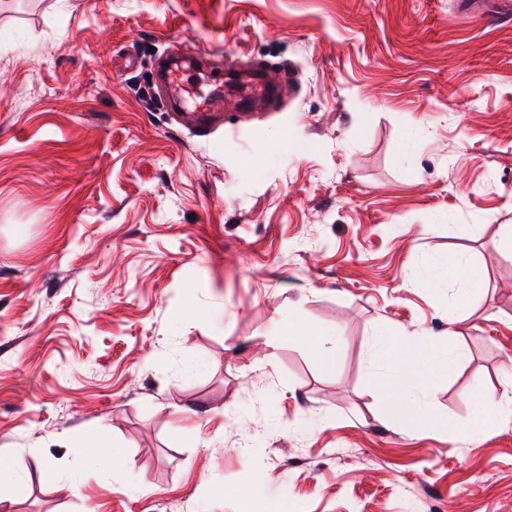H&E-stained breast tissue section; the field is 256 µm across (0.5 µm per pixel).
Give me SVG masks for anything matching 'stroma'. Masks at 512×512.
<instances>
[{
  "instance_id": "stroma-1",
  "label": "stroma",
  "mask_w": 512,
  "mask_h": 512,
  "mask_svg": "<svg viewBox=\"0 0 512 512\" xmlns=\"http://www.w3.org/2000/svg\"><path fill=\"white\" fill-rule=\"evenodd\" d=\"M224 54L201 136L159 79ZM261 74L277 87L240 106ZM512 17L456 0H0L12 512H512ZM460 255L470 287L448 274ZM336 332L323 365L283 334ZM460 346L395 425L380 334ZM117 462L88 464L98 438ZM53 476H46L44 467ZM81 494H74L73 483Z\"/></svg>"
}]
</instances>
